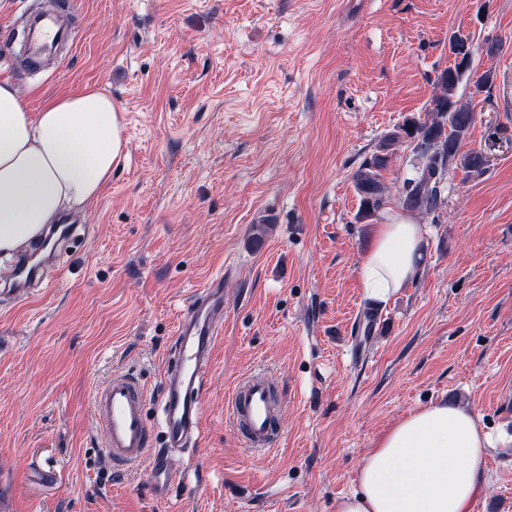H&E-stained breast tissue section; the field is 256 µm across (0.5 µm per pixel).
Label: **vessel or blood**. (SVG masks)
<instances>
[{
	"label": "vessel or blood",
	"instance_id": "vessel-or-blood-1",
	"mask_svg": "<svg viewBox=\"0 0 512 512\" xmlns=\"http://www.w3.org/2000/svg\"><path fill=\"white\" fill-rule=\"evenodd\" d=\"M25 32L5 26V35L16 40L25 35L31 53L52 52L62 44L77 45L80 32L57 15L32 14ZM74 223L54 227L53 246L39 244L29 257L19 260L8 285L0 293L11 303H23L50 281L63 247L78 234ZM224 323V277L215 275L195 291L175 330L172 353L163 374L158 398V426L162 447H154L146 416L148 394L139 377L124 369L112 374L94 392L96 435L115 469L124 471L147 465L155 490L167 494L170 487L169 457L198 445L202 425L204 369ZM279 401L267 372L258 369L242 378L228 400L232 422L242 432L248 449L267 453L280 431Z\"/></svg>",
	"mask_w": 512,
	"mask_h": 512
}]
</instances>
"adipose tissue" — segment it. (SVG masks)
I'll use <instances>...</instances> for the list:
<instances>
[{"label": "adipose tissue", "instance_id": "ef3b65f1", "mask_svg": "<svg viewBox=\"0 0 512 512\" xmlns=\"http://www.w3.org/2000/svg\"><path fill=\"white\" fill-rule=\"evenodd\" d=\"M125 148L107 91L86 89L33 112L12 81H0V253L97 199ZM426 256L422 225L402 217L370 225L356 271L364 299L385 305L419 276ZM487 443L472 409L444 401L419 408L377 440L336 512H471L485 486Z\"/></svg>", "mask_w": 512, "mask_h": 512}]
</instances>
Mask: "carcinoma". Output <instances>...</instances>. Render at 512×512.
<instances>
[{
    "mask_svg": "<svg viewBox=\"0 0 512 512\" xmlns=\"http://www.w3.org/2000/svg\"><path fill=\"white\" fill-rule=\"evenodd\" d=\"M466 40L452 43L455 66L441 75L444 94L435 100L431 118L411 120L401 128L403 137L415 143L417 163L413 174L404 182L403 205L408 210L429 213L440 204V184L451 165L467 172H481L485 156L479 151H463L461 146L474 121L473 112L452 100V93L470 67L471 53ZM380 159L366 165L354 175L356 187L363 194V217L380 212L387 203V187L381 182L377 167Z\"/></svg>",
    "mask_w": 512,
    "mask_h": 512,
    "instance_id": "cac0c4a2",
    "label": "carcinoma"
}]
</instances>
